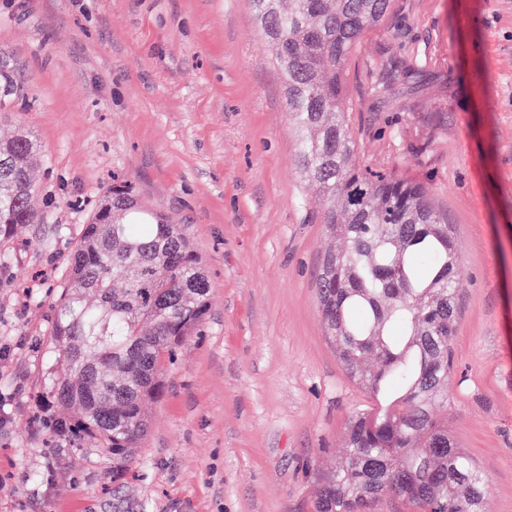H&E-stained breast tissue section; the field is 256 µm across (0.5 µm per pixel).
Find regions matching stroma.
<instances>
[{
  "label": "stroma",
  "mask_w": 512,
  "mask_h": 512,
  "mask_svg": "<svg viewBox=\"0 0 512 512\" xmlns=\"http://www.w3.org/2000/svg\"><path fill=\"white\" fill-rule=\"evenodd\" d=\"M0 46L30 82L0 135L42 149L38 220L0 243V512H312L316 468L373 401L323 333L333 240L249 0H0ZM346 99L363 162L423 183L456 228L448 431L512 512V0H392ZM116 180L184 226L212 284L119 481L47 399L51 287Z\"/></svg>",
  "instance_id": "stroma-1"
}]
</instances>
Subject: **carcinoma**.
<instances>
[{
    "label": "carcinoma",
    "instance_id": "obj_1",
    "mask_svg": "<svg viewBox=\"0 0 512 512\" xmlns=\"http://www.w3.org/2000/svg\"><path fill=\"white\" fill-rule=\"evenodd\" d=\"M299 137L297 165L342 241L316 279L325 333L374 400L349 417L336 469L317 475L314 512H367L386 495L411 512H488L487 476L435 413L448 406L459 313L454 226L420 183L361 166L348 119L347 60L391 0H250ZM25 68L0 51V108L26 98ZM38 142L0 141V241L33 224ZM212 285L179 224L124 184L83 225L55 303L49 396L65 430L128 470L165 389L163 366L209 312Z\"/></svg>",
    "mask_w": 512,
    "mask_h": 512
}]
</instances>
